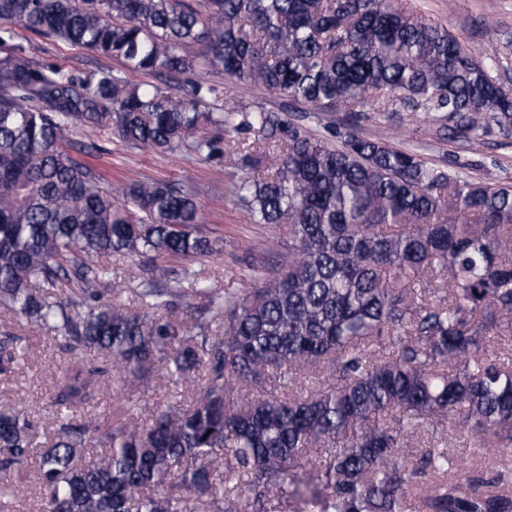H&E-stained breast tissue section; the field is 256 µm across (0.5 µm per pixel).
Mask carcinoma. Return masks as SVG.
<instances>
[{"label": "carcinoma", "mask_w": 512, "mask_h": 512, "mask_svg": "<svg viewBox=\"0 0 512 512\" xmlns=\"http://www.w3.org/2000/svg\"><path fill=\"white\" fill-rule=\"evenodd\" d=\"M24 32L112 64L38 63ZM499 67L402 0H0V315L74 354L43 432L0 403V471L37 458L44 512H512L498 465L512 453V354L491 349L512 317V184L351 131L366 112H408L441 138L509 135ZM215 74L348 121L316 133ZM87 130L224 160L237 204L282 228L288 253L268 249L248 288L215 287L203 270L224 242L196 190L112 189L69 153L88 149ZM117 257L152 266L114 288ZM185 298L201 306L171 315ZM27 352L0 337V376ZM158 371L195 399L142 423ZM300 372L311 388L250 396ZM110 387L126 410L84 419ZM430 430L477 442L485 467L454 473L445 444L404 464Z\"/></svg>", "instance_id": "cac0c4a2"}]
</instances>
